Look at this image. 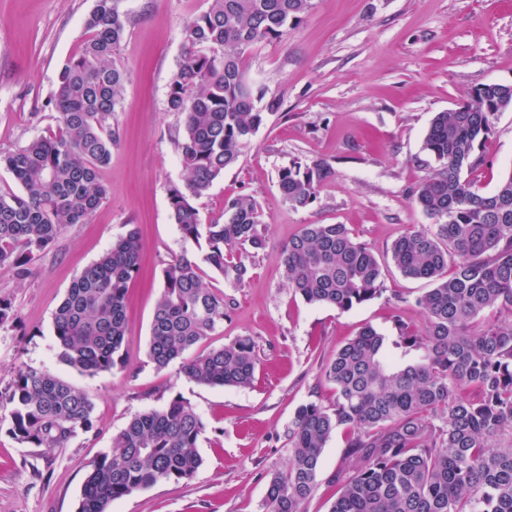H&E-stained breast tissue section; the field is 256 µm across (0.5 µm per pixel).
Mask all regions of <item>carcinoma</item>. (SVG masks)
<instances>
[{"label": "carcinoma", "instance_id": "carcinoma-1", "mask_svg": "<svg viewBox=\"0 0 512 512\" xmlns=\"http://www.w3.org/2000/svg\"><path fill=\"white\" fill-rule=\"evenodd\" d=\"M312 7V0H211L186 24L184 55L169 83L167 110L182 118L176 145L185 172L184 183L168 189L170 219L234 288L249 278L246 258L266 246L261 209L239 195L225 202L224 223L205 224L198 201L264 121L256 107L262 91L245 83L246 51L282 37ZM127 26L117 0H96L81 53L62 67L50 98L58 133L0 153V167L21 187L0 195L1 271L29 276L37 255L66 228L89 223L110 197L102 172L119 140L126 71L116 55ZM507 105L511 87L485 84L432 118L423 149L437 169L409 196L435 229L407 232L390 249L403 277L433 285L416 299L426 330L397 317L395 335L366 326L336 351L324 369L335 400L296 409L288 462L267 487V512H304L322 448L339 429L347 442L330 479L339 490L328 512H512V175L491 194L465 177ZM334 175L326 162L294 161L278 171V191L304 209ZM141 252L133 228L73 281L53 315L64 363L92 375L124 366L126 294ZM283 268L306 303L341 312L382 295L388 272L343 224L304 225L283 252ZM231 310L196 262L173 260L163 269L147 357L159 370L183 360L181 372L198 385L250 386L258 358L247 337L183 359ZM8 404L9 434L33 447L62 448L93 426L90 397L46 371L18 369ZM203 429L180 395L134 416L113 436L111 452L89 465L76 512H109L113 501L161 481L192 479L203 464Z\"/></svg>", "mask_w": 512, "mask_h": 512}]
</instances>
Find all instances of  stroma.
<instances>
[{"label":"stroma","mask_w":512,"mask_h":512,"mask_svg":"<svg viewBox=\"0 0 512 512\" xmlns=\"http://www.w3.org/2000/svg\"><path fill=\"white\" fill-rule=\"evenodd\" d=\"M95 0H0V151L57 131L48 101L63 65L85 37ZM209 0H118L128 37L117 56L126 70L117 108L120 140L102 177L112 194L90 223L68 227L37 256L23 280L0 272V298L15 320L0 324V512H75L91 461L135 415L182 395L200 415L204 463L180 484L158 483L114 501L111 512H266L271 475L288 459L287 430L296 409L329 404L323 371L337 350L370 325L391 333L394 316L416 330L415 300L427 282L390 271L380 297L342 312L307 304L282 275V251L306 224H343L381 259L404 233L433 226L409 192L432 175L423 149L431 119L456 109L475 88L512 85V0H313L281 38L255 45L248 75L264 89V122L233 168L198 203L204 222L224 219L238 194L260 205L267 245L250 258V277L231 287L208 266L200 275L233 310L199 350L251 338L258 357L251 387L210 388L183 376L179 363L159 370L146 356L162 271L178 257L199 260L195 244L172 224L168 188L184 172L174 140L180 117L166 108L183 53L185 25ZM330 163L335 175L304 209L283 203L280 168ZM512 173V108L498 114L470 178L493 192ZM136 227L144 244L126 297V364L88 374L62 362L53 314L73 280ZM53 373L93 402V427L66 447L35 448L8 433L6 390L22 367ZM343 432L321 453L319 484L305 512H328L330 477L341 466Z\"/></svg>","instance_id":"35a3bbf8"}]
</instances>
